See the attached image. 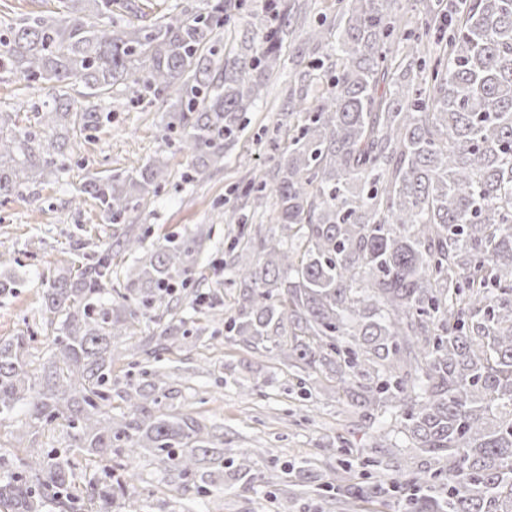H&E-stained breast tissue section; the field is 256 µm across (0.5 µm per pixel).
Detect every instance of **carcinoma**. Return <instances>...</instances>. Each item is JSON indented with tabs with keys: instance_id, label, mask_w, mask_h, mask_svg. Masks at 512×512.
<instances>
[{
	"instance_id": "1",
	"label": "carcinoma",
	"mask_w": 512,
	"mask_h": 512,
	"mask_svg": "<svg viewBox=\"0 0 512 512\" xmlns=\"http://www.w3.org/2000/svg\"><path fill=\"white\" fill-rule=\"evenodd\" d=\"M0 27V70L50 93L36 125L0 110V202L33 178L60 170L79 133L112 122L102 102L124 86L168 103L164 138L177 134L200 178L224 164L241 114L281 65L289 27L263 26L236 52L219 34L238 8L200 0L182 19L118 24L112 6L136 0H57ZM330 26L306 33L327 48L326 88L295 75L308 114L270 179L251 182L254 208L274 199L284 239H260L263 265L233 255L238 308L228 332L251 346L274 343L292 366L336 375V391L366 415L389 412L412 448L437 462L422 476L336 484L347 512L383 504L400 512H512V0H440L419 32L405 29L400 0H338ZM84 87L79 102L71 86ZM165 180L148 162L129 174L89 179L81 189L118 224ZM195 239L166 238L137 258L136 278L112 288V251L70 266L42 296L54 327L48 357L34 365L31 330L0 338V423L23 414L34 430L60 420L74 452L28 441L20 461L0 455V512H116L128 485L99 479L79 488V460L97 465L152 455L201 491L254 483L259 448L224 449L207 426L162 407L166 374L121 396L112 415L113 338L134 335L149 311L169 307L194 269ZM161 325L143 352L168 350L189 334L184 319ZM290 336L289 344L277 341Z\"/></svg>"
}]
</instances>
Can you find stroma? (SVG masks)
Listing matches in <instances>:
<instances>
[{
	"label": "stroma",
	"instance_id": "obj_1",
	"mask_svg": "<svg viewBox=\"0 0 512 512\" xmlns=\"http://www.w3.org/2000/svg\"><path fill=\"white\" fill-rule=\"evenodd\" d=\"M266 4L241 0L224 28L225 49L235 47L240 33L259 34ZM324 60V53L306 45L303 29L285 40L268 97L245 114L244 130L226 150L223 167L205 180H191L186 157L165 143L166 107L145 94L113 100L111 124L77 136L62 172L0 204V252L8 257L0 273L17 281L11 295L0 296V337L36 329L40 358L53 336L42 322V293L59 271L108 245L114 255L112 285L117 288L134 273V263L121 247L125 236L141 237L150 250L166 237L200 235L190 286L212 305L191 312L192 336L180 347L161 352L159 364L170 376V401L177 411L201 420L224 447L225 470L234 467L233 449L257 448L261 454L255 467L263 476L250 487L212 490L204 498V512H279V501L288 491V468L302 460L311 463L313 484L296 500L295 512H322L329 483L339 477L357 480L360 470L353 460L370 455L376 446L384 448L392 466L370 468L372 479L394 478L397 461L414 472L430 468L427 458L407 446L403 434L390 431L378 437L383 416L368 419L355 412L337 394L334 378L290 368L274 348H253L226 329L238 299L231 244L248 249L259 265L265 260L259 238L282 236L280 225L261 221L241 189L267 176L299 131L300 114L286 111L295 71L323 77ZM44 96L18 75H0V109L16 113L20 124L32 120L31 105ZM153 159L165 163L166 180L150 204L131 211L125 223H111L93 200L79 194L91 176L127 173ZM157 332L155 321L146 318L134 336L115 337L113 406H121L127 385L139 383L134 362L142 357V342ZM130 468L140 474L131 490L137 512H183L186 499L177 475L161 471L147 458ZM127 469L114 468V477L124 478Z\"/></svg>",
	"mask_w": 512,
	"mask_h": 512
}]
</instances>
